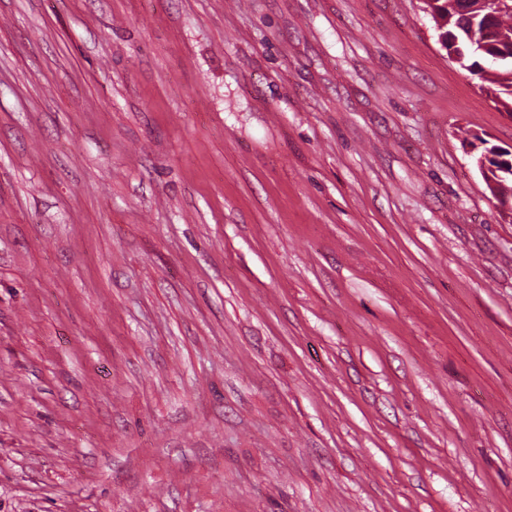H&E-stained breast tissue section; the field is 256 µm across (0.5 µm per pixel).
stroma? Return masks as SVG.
Listing matches in <instances>:
<instances>
[{
    "instance_id": "obj_1",
    "label": "stroma",
    "mask_w": 512,
    "mask_h": 512,
    "mask_svg": "<svg viewBox=\"0 0 512 512\" xmlns=\"http://www.w3.org/2000/svg\"><path fill=\"white\" fill-rule=\"evenodd\" d=\"M477 136L422 0H0V512H512Z\"/></svg>"
}]
</instances>
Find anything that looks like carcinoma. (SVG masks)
<instances>
[{
	"label": "carcinoma",
	"instance_id": "carcinoma-1",
	"mask_svg": "<svg viewBox=\"0 0 512 512\" xmlns=\"http://www.w3.org/2000/svg\"><path fill=\"white\" fill-rule=\"evenodd\" d=\"M472 0H434L432 13L441 24L440 35L448 42L456 41L464 49L456 60L462 68L479 76L493 102L512 112V11L493 19L497 45H481L487 22V11L472 9ZM490 193L501 203L512 202V174L493 182L485 181Z\"/></svg>",
	"mask_w": 512,
	"mask_h": 512
}]
</instances>
